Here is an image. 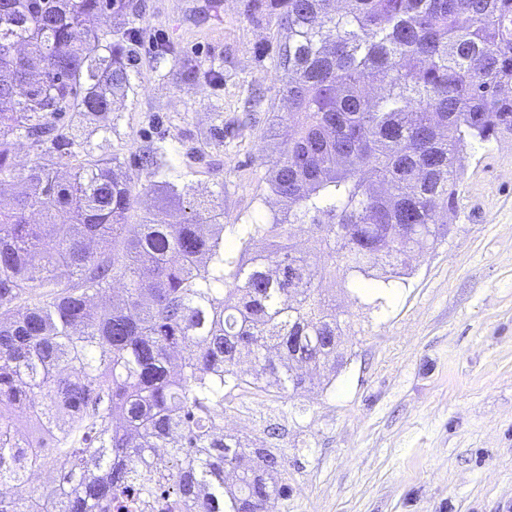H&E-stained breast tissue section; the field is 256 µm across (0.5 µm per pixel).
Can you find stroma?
Listing matches in <instances>:
<instances>
[{"label": "stroma", "instance_id": "stroma-1", "mask_svg": "<svg viewBox=\"0 0 512 512\" xmlns=\"http://www.w3.org/2000/svg\"><path fill=\"white\" fill-rule=\"evenodd\" d=\"M133 92L92 145L117 157L135 189L151 181L141 148L162 143L174 174L207 194L224 184V219L259 213L264 137L278 103L276 52L285 33L247 0H135ZM172 49L157 58L154 46ZM192 57L223 67L220 86L173 78ZM237 128L191 172L186 147L203 142L215 109ZM458 208L435 248L378 303L324 282L348 324V361L331 387L295 399L239 394L229 432L246 419L277 425L288 457L281 512H512V136L461 156Z\"/></svg>", "mask_w": 512, "mask_h": 512}]
</instances>
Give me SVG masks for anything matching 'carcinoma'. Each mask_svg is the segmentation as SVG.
Instances as JSON below:
<instances>
[{"label":"carcinoma","mask_w":512,"mask_h":512,"mask_svg":"<svg viewBox=\"0 0 512 512\" xmlns=\"http://www.w3.org/2000/svg\"><path fill=\"white\" fill-rule=\"evenodd\" d=\"M288 32L279 45L286 122L265 149L261 201L287 207L231 225L224 188L204 198L181 178L128 223L135 193L80 128L106 131L133 90L132 0H0V484L53 480L0 512H96L125 488L150 501L142 449L159 448L170 502L194 512H265L287 498L288 459L270 440L210 438L236 392L295 396L297 355L336 375L344 335L325 280L390 283L414 248L434 247L456 208L461 155L512 135V0H250ZM108 15L114 40L89 25ZM185 84L224 71L179 62ZM209 141L232 133L214 112ZM27 140L37 160L24 168ZM73 169L64 179L49 167ZM150 174L166 148L139 153ZM307 224L320 264L297 251ZM123 288L117 304L92 305ZM251 363L248 377L235 366ZM58 430L15 441L5 410Z\"/></svg>","instance_id":"carcinoma-1"}]
</instances>
